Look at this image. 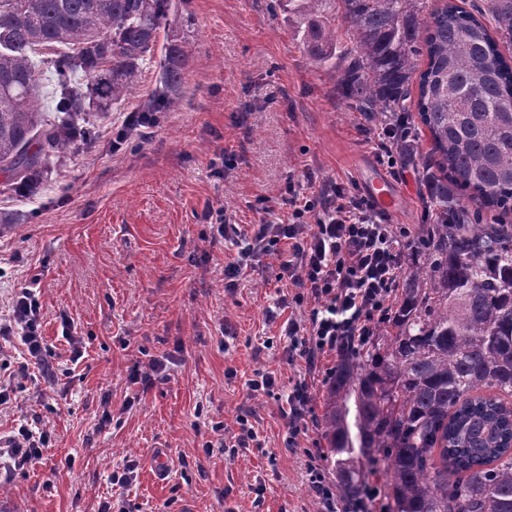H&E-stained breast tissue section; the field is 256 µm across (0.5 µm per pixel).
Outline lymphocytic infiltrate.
<instances>
[{
  "label": "lymphocytic infiltrate",
  "mask_w": 512,
  "mask_h": 512,
  "mask_svg": "<svg viewBox=\"0 0 512 512\" xmlns=\"http://www.w3.org/2000/svg\"><path fill=\"white\" fill-rule=\"evenodd\" d=\"M288 208L290 217L283 224L272 220L268 206H261L258 224L247 230L232 223L220 207H207L204 218L213 229V241L236 249L233 261L224 266V277L231 282L253 261L287 243L280 276L296 287V304L309 306L305 318L288 322V351L314 371L324 356L364 347L390 321L408 231L387 224L370 199L333 182L314 191L298 185ZM39 313L33 289H20L11 314L0 319V335L19 337L29 359L41 362L48 351L38 332ZM310 401L308 382L297 379L286 397L288 447H298L299 437L309 430ZM49 441L47 431L26 425L0 439V485L41 459Z\"/></svg>",
  "instance_id": "1"
}]
</instances>
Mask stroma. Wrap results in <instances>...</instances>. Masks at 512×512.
Listing matches in <instances>:
<instances>
[{
	"label": "stroma",
	"mask_w": 512,
	"mask_h": 512,
	"mask_svg": "<svg viewBox=\"0 0 512 512\" xmlns=\"http://www.w3.org/2000/svg\"><path fill=\"white\" fill-rule=\"evenodd\" d=\"M191 19L193 52L176 108L141 146L112 148V129L141 109L159 85L156 64L107 116L95 137L50 167L35 195L0 187V316L21 288L38 291L40 331L51 375L20 371L22 347L0 337V436L38 419L51 438L41 460L0 485V512H316L302 450L287 447L281 404L247 397L244 383L269 372L280 391L306 377L322 415V373L290 359L281 326L299 316L281 258L260 259L229 288V249L210 245L207 205L222 204L240 224L259 221L265 198L275 217L289 182L312 177L365 195L367 169H383L403 197L387 221L418 234L429 190L423 173L432 143L419 133L413 159L382 167L370 141L378 123L356 112L337 87L332 63L316 61L288 0H172ZM253 109L248 126L240 112ZM235 154L221 170V152ZM164 380L132 379L150 360ZM253 412L261 448L226 460L215 448L217 424ZM167 451L169 472L150 464ZM134 467L126 487L112 473ZM263 495H256L257 486Z\"/></svg>",
	"instance_id": "1"
}]
</instances>
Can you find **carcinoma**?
Returning <instances> with one entry per match:
<instances>
[{
  "label": "carcinoma",
  "instance_id": "carcinoma-1",
  "mask_svg": "<svg viewBox=\"0 0 512 512\" xmlns=\"http://www.w3.org/2000/svg\"><path fill=\"white\" fill-rule=\"evenodd\" d=\"M338 4L354 42L340 65L343 94L369 120L415 134L418 76L434 168L431 223L411 252L395 333L379 329L380 342L347 354L326 383L336 501L352 508L368 470L385 476L388 512H512V226L476 223L459 203L512 211V112L500 111L512 99V61L499 49L512 43V0H487L475 14L448 0L423 38L424 0H300L319 61L336 56V31L319 15ZM185 27L171 0H0L3 187L34 193L53 161L90 139L91 101L103 115L121 101L161 33L162 85L145 111L170 110L192 53ZM45 73L52 115L39 101Z\"/></svg>",
  "mask_w": 512,
  "mask_h": 512
}]
</instances>
